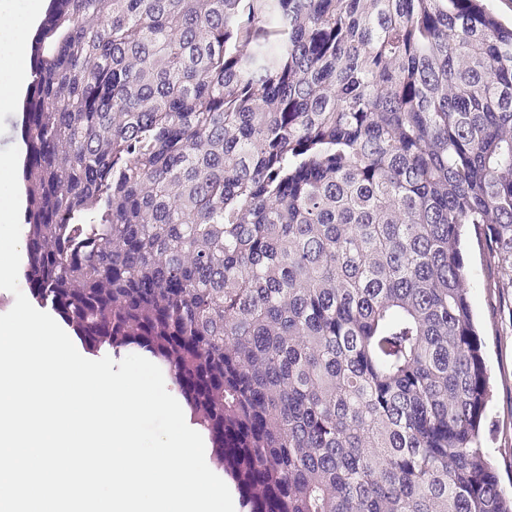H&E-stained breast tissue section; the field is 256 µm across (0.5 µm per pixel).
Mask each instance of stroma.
<instances>
[{
	"instance_id": "stroma-1",
	"label": "stroma",
	"mask_w": 512,
	"mask_h": 512,
	"mask_svg": "<svg viewBox=\"0 0 512 512\" xmlns=\"http://www.w3.org/2000/svg\"><path fill=\"white\" fill-rule=\"evenodd\" d=\"M48 0H0V11L13 24L0 29V83L12 80L14 48L31 41L30 24L37 5ZM465 260L471 281V302L485 342L484 357L491 376L492 396L484 421V446L500 472L502 485L512 492V288L498 287L497 272L484 262L476 238H469Z\"/></svg>"
}]
</instances>
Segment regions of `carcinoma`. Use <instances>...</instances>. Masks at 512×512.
Here are the masks:
<instances>
[{
	"instance_id": "1",
	"label": "carcinoma",
	"mask_w": 512,
	"mask_h": 512,
	"mask_svg": "<svg viewBox=\"0 0 512 512\" xmlns=\"http://www.w3.org/2000/svg\"><path fill=\"white\" fill-rule=\"evenodd\" d=\"M32 296L172 374L248 512H512L463 242L512 285L486 0H50Z\"/></svg>"
}]
</instances>
